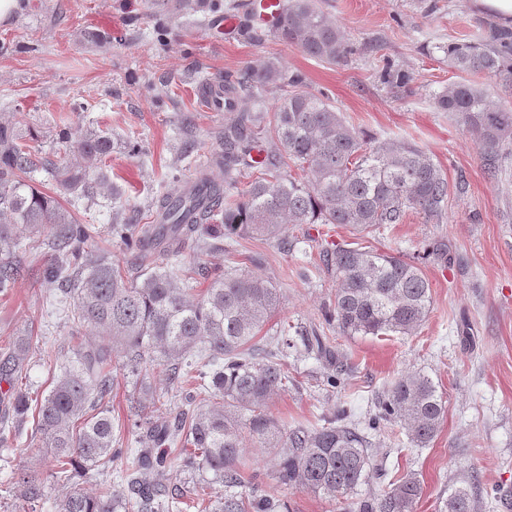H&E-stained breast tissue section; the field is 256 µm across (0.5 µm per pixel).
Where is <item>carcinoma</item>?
<instances>
[{"mask_svg": "<svg viewBox=\"0 0 512 512\" xmlns=\"http://www.w3.org/2000/svg\"><path fill=\"white\" fill-rule=\"evenodd\" d=\"M276 37L308 56L336 63L346 47L336 25L316 0H290ZM448 67L462 73L494 76L512 85V31L492 26L480 41L442 48ZM384 84L402 88L408 72L385 68ZM274 61L242 71L236 84L255 102L269 87L287 88L274 111V125L259 140L264 115L242 112L224 125V150L215 163L224 182L202 174L185 196H161L150 224H111V236L124 242L131 261L125 266L87 247L93 227L77 220L60 194L39 190L30 181L38 168L49 171L61 190L92 197L104 188L98 169L112 152V139L90 131L74 140L68 129L57 143L75 154V166L38 155L11 125L0 122V296L6 297L28 271L27 249L49 240L55 248L42 265L49 285L64 286L56 299L71 322L72 334L92 330L100 342L81 345L43 399L16 387L27 370L33 333L18 336L0 353V383L9 385L5 412L15 423L33 419L30 442L54 450L57 473L124 461L127 494L101 487L94 495L70 490L55 512H172L185 503L186 491L164 482L168 456L176 449L180 471L211 476L224 495L197 502L201 512H282L285 504L258 493L245 479L241 448L245 435L273 454L272 471L280 484L330 499H345L368 475L373 442L370 432L399 422L410 443L426 448L443 422L446 407L432 380L407 374L387 390L364 422L343 406L316 425L283 426L269 411L270 400L288 390V350L295 348L282 323L266 344L256 338L279 310L280 289L269 280L239 269L215 276L200 265L177 275L170 260L183 256L188 240L212 237L210 246L229 251L242 237L287 241L297 224H343L358 234L385 224H401L411 211L440 222L448 205V180L433 157L409 142L374 146L350 126L322 94L298 88ZM436 108L449 113L478 142L489 174L512 154V108L489 102L485 86L457 82L435 96ZM295 166L302 181L285 174ZM257 174L242 190V175ZM221 217L223 231L211 228ZM322 265L334 278L333 297L322 316L349 336H409L426 320L430 284L420 266L370 246L336 245L323 252ZM208 281L195 293V277ZM303 354L317 361L335 358L329 339L317 331H297ZM140 371L150 362L170 364L169 386L189 388L173 421H151L163 395L141 382L134 400L137 448L123 447L107 406L112 393V357ZM249 487V492L241 488ZM17 495L28 512L44 504V480L36 472L14 477ZM422 487L407 473L378 496L358 498L351 512H413ZM445 512H473L472 494L455 489Z\"/></svg>", "mask_w": 512, "mask_h": 512, "instance_id": "obj_1", "label": "carcinoma"}]
</instances>
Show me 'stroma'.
I'll return each instance as SVG.
<instances>
[{
	"label": "stroma",
	"mask_w": 512,
	"mask_h": 512,
	"mask_svg": "<svg viewBox=\"0 0 512 512\" xmlns=\"http://www.w3.org/2000/svg\"><path fill=\"white\" fill-rule=\"evenodd\" d=\"M250 3L202 0L194 12L179 0L160 9L150 0H20L9 23L0 25V121L65 162L72 156L56 143V127L109 133L104 170L120 194L102 191L75 214L96 226L93 248L119 264L128 254L108 233L113 218L150 223L156 197L177 195L199 171L223 180L214 158L234 115L206 109L201 93L208 81H236L246 67L278 61L308 90L325 93L373 145L405 141L427 151L448 179L442 221L430 224L412 212L404 223L367 237L380 251L419 259L431 287L426 321L410 336L330 330L340 387L327 391L323 364L299 362V386L275 396L270 411L289 425L314 424L344 404L361 421L401 376L424 374L446 405L437 436L429 447L414 448L400 424L383 425L372 437L373 468L359 496L379 494L389 478L413 472L422 485L414 512H443L449 493L464 483L476 512H503L501 494L512 496V157L502 176L490 177L473 137L434 103L435 94L464 79L449 68L442 46L479 39L487 20L469 0H318L347 48L345 58L329 64L271 36L254 42L214 27V18L226 14L251 22ZM387 63L411 74L406 87L382 84ZM132 141L139 152H130ZM355 240L339 224H303L284 246L245 238L230 255L190 241L184 255L219 273L241 265L269 279L283 293L275 321L306 328L321 325V307L334 286L320 252ZM440 244L447 248L441 258L431 253ZM55 293L30 275L0 297V351L18 334L37 332L22 380L33 394L48 391L74 358L70 324L51 304ZM243 460L247 473L259 474L262 492L290 512H343L338 502L282 486L269 469L267 449L246 448ZM12 469L41 474L43 512H53L52 503L74 486L124 488L113 468L69 481L56 477L50 449L22 443L10 469L0 468V512H25L8 476Z\"/></svg>",
	"instance_id": "stroma-1"
}]
</instances>
